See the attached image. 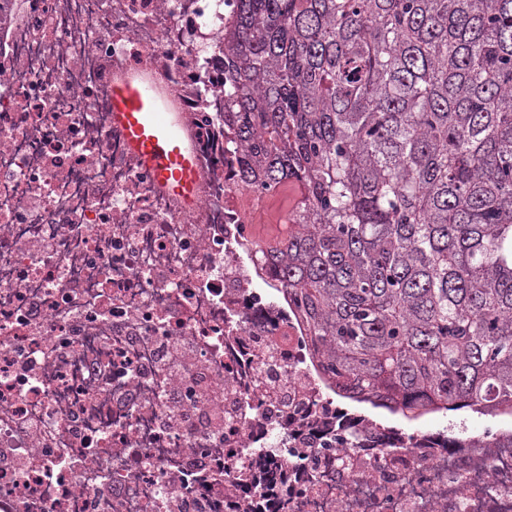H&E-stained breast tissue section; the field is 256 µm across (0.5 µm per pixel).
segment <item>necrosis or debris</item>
Returning a JSON list of instances; mask_svg holds the SVG:
<instances>
[{
    "label": "necrosis or debris",
    "instance_id": "necrosis-or-debris-1",
    "mask_svg": "<svg viewBox=\"0 0 512 512\" xmlns=\"http://www.w3.org/2000/svg\"><path fill=\"white\" fill-rule=\"evenodd\" d=\"M236 0H0V512H236L227 448L291 461L288 512H512V422L468 447L409 444L370 420L339 466L292 435L334 399L223 154L224 30ZM152 66L190 125L206 182L185 214L110 130L112 67ZM305 430L302 432H298L295 437H297L298 442L301 448H293L295 455L301 457L302 459L308 461V463L313 468H317L322 464V458H326L321 452L318 451L319 448H315L317 440L320 439L316 430L320 429L317 425H306Z\"/></svg>",
    "mask_w": 512,
    "mask_h": 512
}]
</instances>
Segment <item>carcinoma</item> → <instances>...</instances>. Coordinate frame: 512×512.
<instances>
[{"mask_svg": "<svg viewBox=\"0 0 512 512\" xmlns=\"http://www.w3.org/2000/svg\"><path fill=\"white\" fill-rule=\"evenodd\" d=\"M223 63L239 183L302 190L260 249L326 386L512 414V0H239ZM248 473L265 512L302 493L286 461Z\"/></svg>", "mask_w": 512, "mask_h": 512, "instance_id": "1", "label": "carcinoma"}]
</instances>
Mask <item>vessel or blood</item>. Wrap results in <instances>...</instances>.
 Segmentation results:
<instances>
[{
    "label": "vessel or blood",
    "mask_w": 512,
    "mask_h": 512,
    "mask_svg": "<svg viewBox=\"0 0 512 512\" xmlns=\"http://www.w3.org/2000/svg\"><path fill=\"white\" fill-rule=\"evenodd\" d=\"M113 127L152 185L184 210L200 195L203 174L194 139L160 79L147 68L116 70L107 99Z\"/></svg>",
    "instance_id": "vessel-or-blood-1"
}]
</instances>
